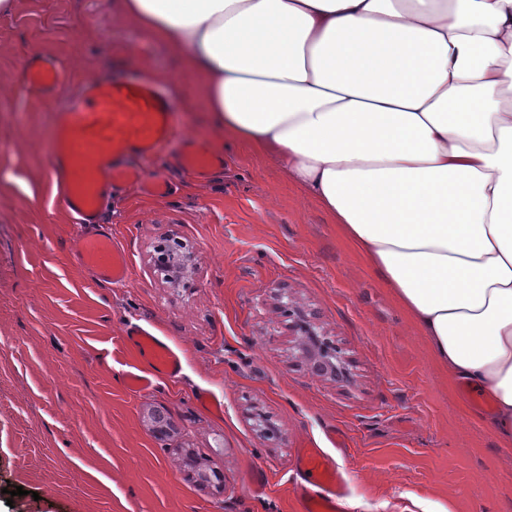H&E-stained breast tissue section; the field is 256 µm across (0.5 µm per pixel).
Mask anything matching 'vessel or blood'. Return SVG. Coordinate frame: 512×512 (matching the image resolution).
Segmentation results:
<instances>
[{
    "label": "vessel or blood",
    "mask_w": 512,
    "mask_h": 512,
    "mask_svg": "<svg viewBox=\"0 0 512 512\" xmlns=\"http://www.w3.org/2000/svg\"><path fill=\"white\" fill-rule=\"evenodd\" d=\"M63 76L60 62L49 57L30 59V94L53 93ZM174 148L181 171L205 181L224 168V155L193 138L181 136L171 95L137 68L85 80L75 98L57 115L51 131V167L58 181V202L77 223H95L106 189L135 187L148 197L169 195L171 183L159 170L149 169L167 148ZM75 254L98 281L115 286L130 278L125 249L107 233H82ZM127 344L144 366L129 374L130 390L149 389L158 376L175 377L181 360L164 342L137 326L123 332ZM299 479L290 493L299 512H350L343 474L335 460L320 449H300Z\"/></svg>",
    "instance_id": "obj_1"
}]
</instances>
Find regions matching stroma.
Here are the masks:
<instances>
[{
	"mask_svg": "<svg viewBox=\"0 0 512 512\" xmlns=\"http://www.w3.org/2000/svg\"><path fill=\"white\" fill-rule=\"evenodd\" d=\"M34 54L64 67L43 98L25 91ZM128 67L164 77L182 134L222 150L224 169L204 184L174 174L164 199H105L94 229L132 271L116 288L76 261L49 136L85 78ZM169 237L194 256L179 284L153 266ZM284 291L341 349L346 379L298 357ZM130 323L180 355L178 378L127 388ZM470 409L330 217L281 162L215 127L198 78L111 0H18L0 18V512H297L288 487L305 444L349 471L353 512H512V441ZM157 410L178 446L153 437ZM258 411L277 436L255 428ZM189 451L223 488L198 483Z\"/></svg>",
	"mask_w": 512,
	"mask_h": 512,
	"instance_id": "1",
	"label": "stroma"
}]
</instances>
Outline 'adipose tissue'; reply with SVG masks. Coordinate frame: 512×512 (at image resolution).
<instances>
[{
    "mask_svg": "<svg viewBox=\"0 0 512 512\" xmlns=\"http://www.w3.org/2000/svg\"><path fill=\"white\" fill-rule=\"evenodd\" d=\"M512 439V0H117Z\"/></svg>",
    "mask_w": 512,
    "mask_h": 512,
    "instance_id": "obj_1",
    "label": "adipose tissue"
}]
</instances>
